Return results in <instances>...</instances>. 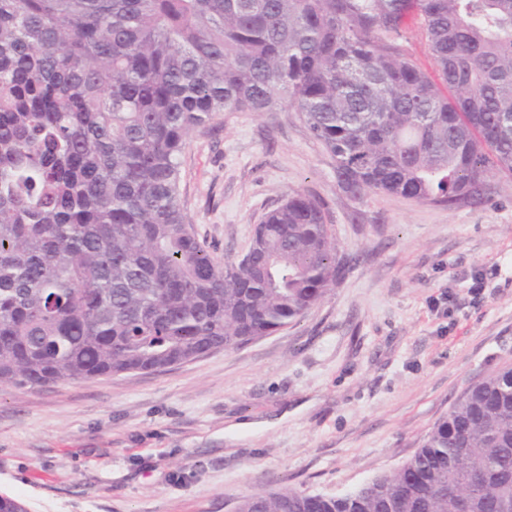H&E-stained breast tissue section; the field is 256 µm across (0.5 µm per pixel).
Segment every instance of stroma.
<instances>
[{
    "label": "stroma",
    "mask_w": 512,
    "mask_h": 512,
    "mask_svg": "<svg viewBox=\"0 0 512 512\" xmlns=\"http://www.w3.org/2000/svg\"><path fill=\"white\" fill-rule=\"evenodd\" d=\"M325 204L357 261L272 335L158 372L0 384V493L29 512H232L289 486L394 471L453 403L512 364V175L443 207L354 197L297 112H227L190 136L180 200L218 261L288 193Z\"/></svg>",
    "instance_id": "35a3bbf8"
}]
</instances>
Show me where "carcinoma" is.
<instances>
[{
    "instance_id": "cac0c4a2",
    "label": "carcinoma",
    "mask_w": 512,
    "mask_h": 512,
    "mask_svg": "<svg viewBox=\"0 0 512 512\" xmlns=\"http://www.w3.org/2000/svg\"><path fill=\"white\" fill-rule=\"evenodd\" d=\"M443 84L397 42L409 16ZM299 113L343 191L452 207L512 174V0H0V383L157 371L269 336L355 261L294 190L218 263L180 154L225 112ZM234 512H512V365L402 466Z\"/></svg>"
}]
</instances>
